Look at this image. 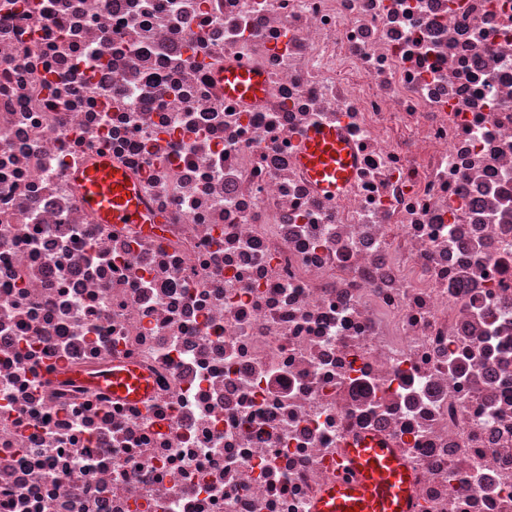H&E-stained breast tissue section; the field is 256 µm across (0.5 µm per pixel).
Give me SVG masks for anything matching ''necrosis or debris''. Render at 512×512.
Wrapping results in <instances>:
<instances>
[{"label": "necrosis or debris", "mask_w": 512, "mask_h": 512, "mask_svg": "<svg viewBox=\"0 0 512 512\" xmlns=\"http://www.w3.org/2000/svg\"><path fill=\"white\" fill-rule=\"evenodd\" d=\"M368 443L512 512V0H0V512H311ZM264 91L265 81L260 74L238 66L224 69L225 97L249 100L261 96ZM298 162L319 190L338 196L351 177L355 159L350 145L336 127L316 125L303 137ZM87 206L103 224H146L140 205V187L112 166L108 158L79 174ZM106 381L112 392L129 397H137L148 389L146 379L131 371L112 372Z\"/></svg>", "instance_id": "4bbe7bcc"}]
</instances>
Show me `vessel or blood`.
I'll return each mask as SVG.
<instances>
[{
    "label": "vessel or blood",
    "instance_id": "b4317fda",
    "mask_svg": "<svg viewBox=\"0 0 512 512\" xmlns=\"http://www.w3.org/2000/svg\"><path fill=\"white\" fill-rule=\"evenodd\" d=\"M265 91L263 76L244 67L224 71L226 97L249 100ZM298 162L308 178L331 195H340L354 169V155L335 127L316 125L303 137ZM79 179L87 206L103 224L143 221L140 187L112 166L108 158L82 171ZM107 383L113 392L136 397L148 389L146 379L116 371ZM340 476L316 500L313 512H414L413 473L397 449L369 445L346 449Z\"/></svg>",
    "mask_w": 512,
    "mask_h": 512
}]
</instances>
